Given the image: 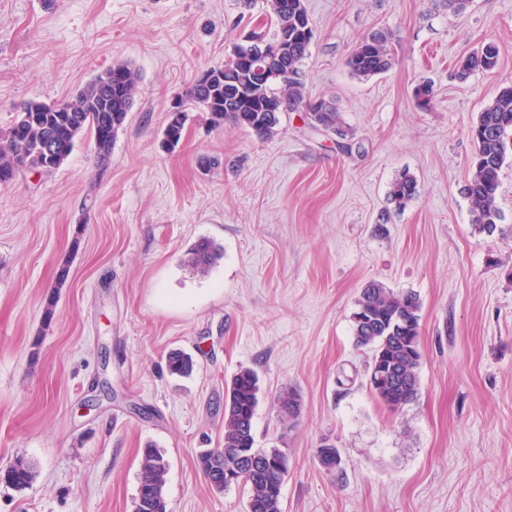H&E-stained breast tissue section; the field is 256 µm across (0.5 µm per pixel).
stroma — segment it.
Instances as JSON below:
<instances>
[{
  "instance_id": "obj_1",
  "label": "stroma",
  "mask_w": 512,
  "mask_h": 512,
  "mask_svg": "<svg viewBox=\"0 0 512 512\" xmlns=\"http://www.w3.org/2000/svg\"><path fill=\"white\" fill-rule=\"evenodd\" d=\"M305 4L306 91L334 104L360 151L298 112L269 139L192 112L163 147L197 75L251 29L274 35L265 0H0V130L114 62L141 75L106 170L85 133L59 170L0 185V470L36 468L26 488L0 481V512H133L149 444L168 462L167 512H245L247 487L217 492L196 462L221 446L225 385L244 368L260 378L257 447L288 455L283 512H512V156L494 234L475 230L462 193L469 129L512 85V0L459 15L443 0ZM376 32L394 64L356 77L345 59ZM489 43L497 67L460 78L459 60ZM404 172L417 195L400 211L388 192ZM202 239L222 255L199 277L185 259ZM372 280L421 303L419 397L395 413L367 386L371 349L354 344ZM174 350L191 375L170 373ZM287 388L302 401L289 431L275 405ZM325 441L342 476L317 462Z\"/></svg>"
}]
</instances>
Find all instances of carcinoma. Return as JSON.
<instances>
[{
    "mask_svg": "<svg viewBox=\"0 0 512 512\" xmlns=\"http://www.w3.org/2000/svg\"><path fill=\"white\" fill-rule=\"evenodd\" d=\"M269 15L274 19L276 37H288L291 51L288 67L300 68L309 48L303 31L310 23L304 0H267ZM492 55L480 58L474 53L460 66V75L474 70L491 71L498 63L497 48L489 44ZM245 45L234 46L224 63L211 67L218 74L208 86L192 83L178 97L182 105L207 115L210 126L221 129L229 123L271 138L278 133L281 119L290 111L308 113L312 129L332 133L350 141L353 134L332 102L310 100L303 78L256 80L250 65L240 53ZM350 72L370 78L392 67L393 58L387 37L373 34L364 38L346 58ZM140 84L138 71L127 62H115L86 82L72 97L59 104L28 102L24 104L8 129L0 133V184L11 182L23 170L53 173L69 159L77 137L85 131L94 138L100 166L107 165L112 144L125 123ZM187 116L166 119L163 144L173 149L185 135ZM475 146L472 166L463 187L471 204L472 224L488 235L502 219L498 206L500 172L512 149V86L504 87L478 113L470 127ZM417 193L416 179L404 173L390 186L389 197L398 209L406 207ZM221 253L216 246L201 240L188 253L187 266L195 274L209 272ZM421 304L412 292H395L381 283L366 285L353 313V335L359 347L369 346L392 368L393 377L369 382L374 397L392 412H398L417 400L420 391L418 369L420 345L407 340L420 335ZM193 360L184 353H173L168 369L173 375L192 371ZM257 373L240 370L226 385L224 393V438L220 448H211L197 456V465L213 489H227L224 479L235 478L236 484L249 486L247 507L251 512H282V488L288 477L289 461L278 448L255 447L253 421L259 403ZM283 426L291 428L301 413V397L286 389L276 399ZM168 463L155 448L144 449L134 512H166L164 486ZM35 477L31 462L19 458L3 474L5 482L22 488Z\"/></svg>",
    "mask_w": 512,
    "mask_h": 512,
    "instance_id": "obj_1",
    "label": "carcinoma"
}]
</instances>
